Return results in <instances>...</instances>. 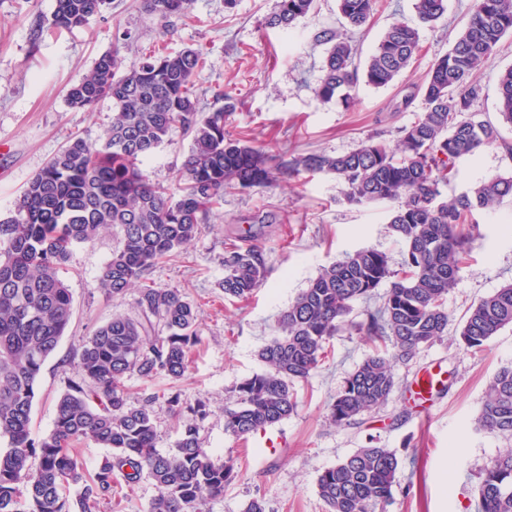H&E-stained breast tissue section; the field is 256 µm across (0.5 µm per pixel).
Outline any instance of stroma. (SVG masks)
Returning <instances> with one entry per match:
<instances>
[{
	"instance_id": "35a3bbf8",
	"label": "stroma",
	"mask_w": 512,
	"mask_h": 512,
	"mask_svg": "<svg viewBox=\"0 0 512 512\" xmlns=\"http://www.w3.org/2000/svg\"><path fill=\"white\" fill-rule=\"evenodd\" d=\"M384 7L358 35L357 64H364L380 36L402 18L417 22L414 0H383ZM55 0H0V220L10 216L28 181L72 138L99 141L112 120V102L92 110L69 107L70 85L88 73L113 43L129 37L128 59L165 47L176 53L200 50L206 67L200 84L208 94L231 95L237 109L232 132H246L255 145L281 153L351 152L372 135L394 145L397 130L413 122L422 104H405L439 57L461 31L472 0H447V11L434 25H419L421 55L393 85L375 88L358 83L354 103L346 107L322 102L315 88L322 76L327 45L317 35L339 30L336 0H317L313 11L290 30L269 28L275 0H191L186 13L168 26L142 9L141 0H109L85 26L58 33L39 28ZM512 67V35L497 46L477 77L485 96L477 109L496 120L497 77ZM190 137L175 135L144 161L149 178L172 185L189 151ZM457 177L447 194H457L494 174L512 171V159L486 148L456 162ZM335 175L318 173L281 181L263 190L231 189L212 223L180 253L157 264L150 277L157 287L185 293L199 310V344L191 366L177 382L132 377L126 383L133 400L167 389L184 402L206 401L210 414L200 436L205 448L239 463L236 479L209 512H243L260 497L267 512H327L317 491L319 475L355 450L378 446L399 459L391 500L382 512H477L482 468L512 449V436L479 429L477 418L487 386L500 367L512 364V327L493 336L479 354L467 352L459 330L467 310L512 282V199L482 212L473 230L471 257L459 272L446 300L448 334L394 367L397 387L387 403L356 425L334 427L327 405L345 378L373 352V345L354 325L364 318L358 302L331 339L328 356L305 383L296 384L299 407L286 419L240 440L224 429V409L233 389L261 372V347L278 333V317L321 269L362 249L386 254L398 268L403 246L392 235L393 204H347ZM272 225L261 245L267 268L264 285L252 299L225 298L222 257L228 231H244L262 220ZM119 243L116 231L101 233L90 244L76 246L60 278L72 295V317L55 353L44 363L31 414L33 438L53 427L57 398L77 377L75 363L83 344L114 314L137 316V291L112 299L96 281ZM425 371L437 373L440 385L429 401L415 396V381Z\"/></svg>"
}]
</instances>
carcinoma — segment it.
<instances>
[{
  "mask_svg": "<svg viewBox=\"0 0 512 512\" xmlns=\"http://www.w3.org/2000/svg\"><path fill=\"white\" fill-rule=\"evenodd\" d=\"M106 0H55L51 28L73 29L99 14ZM189 0H142L145 13L166 23ZM379 0H337L343 32H322L330 44L315 88L323 102L353 104L359 78L375 88L392 85L420 51L417 27L392 22L364 68L355 59L353 35L364 29ZM315 8V0H276L272 28H292ZM419 21L431 24L446 12V0H415ZM512 34V0H473L463 29L448 53L437 58L418 86L422 111L398 130L394 147L368 139L348 153H272L226 129L236 111L229 95L203 105L197 78L203 54H149L124 65L129 50L116 42L90 72L73 83L67 103L87 110L112 100V122L99 143L77 137L52 157L26 185L14 214L0 220V512H93L123 487L141 480L156 489L148 512H208L236 476L232 461L217 459L200 437L209 416L206 402L185 405L177 391L131 401L126 381L136 375L173 381L185 376L192 348L200 342L196 305L179 291L148 283L152 268L188 245L219 212L228 188L264 189L280 178L331 173L354 206L399 202L389 221L403 244L401 268L374 249L357 251L323 268L280 313L281 334L258 352L266 369L239 383L235 406L224 408V430L246 438L298 408L295 385L317 371L326 345L357 302H369L383 283L389 288L355 330L388 342L344 381L328 404V423L341 427L384 405L396 387L394 363L448 334L445 296L469 260L476 214L512 198V173L497 174L443 195L464 156L496 146L512 159V143L497 124L512 127V67L498 75V123L481 118L476 106L484 87L475 72ZM191 137L175 191L150 181L144 158L174 134ZM117 229L97 288L121 298L139 287L133 318L115 314L84 344L77 363L80 381L56 402L51 432L36 440L30 423L35 388L72 315L69 289L59 271L74 247ZM224 295L249 299L263 284L262 247L224 243ZM512 326V283L472 307L459 341L480 353L501 329ZM186 417L175 450H157L152 405ZM481 429L512 434V365L490 382L478 416ZM84 440L108 448L111 457L86 473L76 445ZM39 455L38 467L30 464ZM399 459L388 448H360L320 474L318 493L329 512H376L392 498ZM479 512H512V450L480 472Z\"/></svg>",
  "mask_w": 512,
  "mask_h": 512,
  "instance_id": "obj_1",
  "label": "carcinoma"
}]
</instances>
